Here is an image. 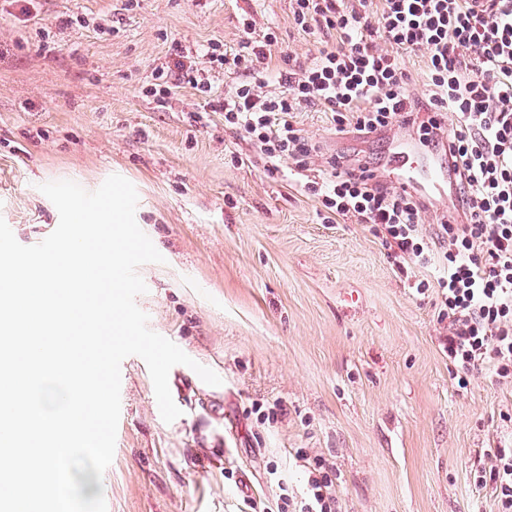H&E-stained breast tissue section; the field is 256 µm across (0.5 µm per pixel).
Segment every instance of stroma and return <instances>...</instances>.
Listing matches in <instances>:
<instances>
[{
	"mask_svg": "<svg viewBox=\"0 0 512 512\" xmlns=\"http://www.w3.org/2000/svg\"><path fill=\"white\" fill-rule=\"evenodd\" d=\"M278 38L317 56L290 0H0V218L23 245L59 224L40 184L96 190L118 174L163 256L139 267L150 329L222 380L174 366L182 414L160 415L144 360L121 364L107 512H275L300 497L295 453L331 460L342 512H496L476 476L512 447V383L484 372L459 387L443 349L439 265L400 271L374 225L318 218L305 179L266 159L215 105L251 78L278 89V65L243 74L212 62L211 90L158 70L211 46L234 54ZM317 147L377 168L388 141L337 133L329 113L294 117Z\"/></svg>",
	"mask_w": 512,
	"mask_h": 512,
	"instance_id": "1",
	"label": "stroma"
}]
</instances>
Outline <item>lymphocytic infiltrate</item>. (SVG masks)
<instances>
[{
	"instance_id": "lymphocytic-infiltrate-1",
	"label": "lymphocytic infiltrate",
	"mask_w": 512,
	"mask_h": 512,
	"mask_svg": "<svg viewBox=\"0 0 512 512\" xmlns=\"http://www.w3.org/2000/svg\"><path fill=\"white\" fill-rule=\"evenodd\" d=\"M295 27L325 33L336 43L313 62L282 56L281 91L243 81L224 96L225 124L235 127L271 166L289 162L306 170L316 151L293 121L309 107L330 113L341 133L362 136L418 122V135L447 148L452 179L464 211L461 224L421 228L419 198L355 172L330 158L305 187L324 220L349 217L377 224L400 263L440 260L446 348L456 376L486 371L512 379V0H291ZM254 19L229 64L251 72L267 65L274 33L252 39ZM423 53L430 93L407 90L405 55ZM451 116L450 129L438 117ZM308 472L297 512H339L329 477L332 463L298 452ZM479 482L496 493L497 512H512V448H497Z\"/></svg>"
}]
</instances>
